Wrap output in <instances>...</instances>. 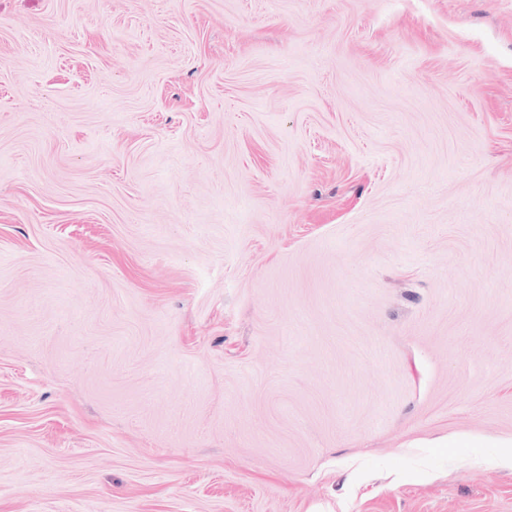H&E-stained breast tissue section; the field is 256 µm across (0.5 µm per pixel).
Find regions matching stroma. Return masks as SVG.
Returning a JSON list of instances; mask_svg holds the SVG:
<instances>
[{
	"instance_id": "stroma-1",
	"label": "stroma",
	"mask_w": 512,
	"mask_h": 512,
	"mask_svg": "<svg viewBox=\"0 0 512 512\" xmlns=\"http://www.w3.org/2000/svg\"><path fill=\"white\" fill-rule=\"evenodd\" d=\"M509 439L512 0H0V512H512Z\"/></svg>"
}]
</instances>
